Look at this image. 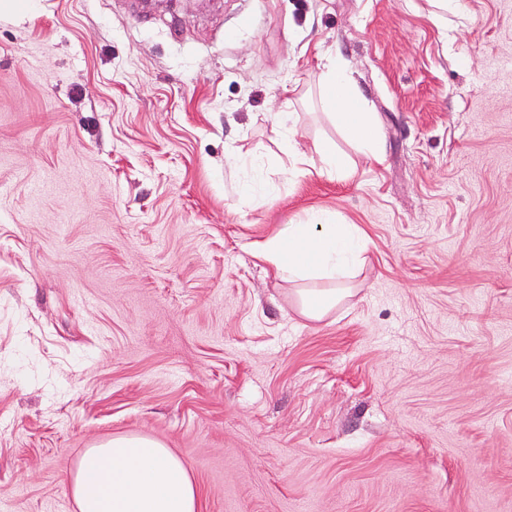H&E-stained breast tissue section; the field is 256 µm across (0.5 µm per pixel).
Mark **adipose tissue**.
<instances>
[{"instance_id":"obj_1","label":"adipose tissue","mask_w":512,"mask_h":512,"mask_svg":"<svg viewBox=\"0 0 512 512\" xmlns=\"http://www.w3.org/2000/svg\"><path fill=\"white\" fill-rule=\"evenodd\" d=\"M328 117L359 150L376 152L375 126L340 55L328 51L317 78ZM361 230L328 214L269 237L258 256L276 278L297 285V310L323 320L348 294L343 284L366 264ZM80 512H198L194 484L180 458L155 440L121 436L89 448L73 478Z\"/></svg>"}]
</instances>
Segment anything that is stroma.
Instances as JSON below:
<instances>
[{
	"label": "stroma",
	"mask_w": 512,
	"mask_h": 512,
	"mask_svg": "<svg viewBox=\"0 0 512 512\" xmlns=\"http://www.w3.org/2000/svg\"><path fill=\"white\" fill-rule=\"evenodd\" d=\"M459 11L0 0V512H67L117 435L201 512H512V0ZM329 47L381 140L348 179ZM320 211L368 262L314 322L254 253ZM277 130L282 139L283 150L291 157L294 166L305 162V153L300 150L292 136L296 124V112H277L275 115ZM314 147L330 172L340 177H347L354 171V160L340 151L334 139H321L315 143Z\"/></svg>",
	"instance_id": "obj_1"
}]
</instances>
